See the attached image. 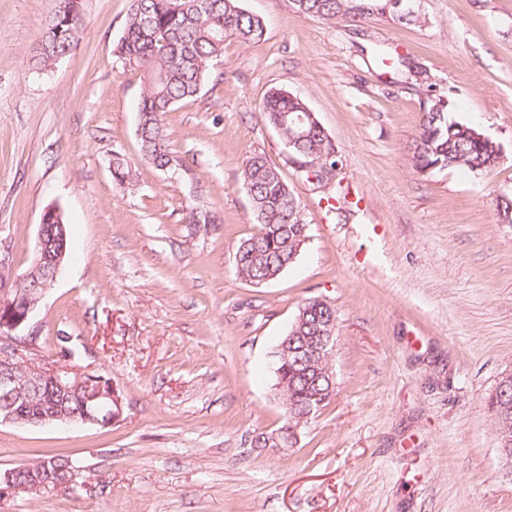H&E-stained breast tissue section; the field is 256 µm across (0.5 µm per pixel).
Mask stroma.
Listing matches in <instances>:
<instances>
[{
  "mask_svg": "<svg viewBox=\"0 0 512 512\" xmlns=\"http://www.w3.org/2000/svg\"><path fill=\"white\" fill-rule=\"evenodd\" d=\"M241 3L265 38L227 40L223 82L166 114L180 164L163 172L138 156L143 79L112 54L129 0H80L85 29L44 74L51 0H0V276L27 270L57 206L70 249L30 320L36 354L66 332L123 399L109 426L0 423V475L50 455L78 470L71 488L0 482V512H512L484 406L512 370V224L494 210L512 194V0H417L419 23L358 33L293 0ZM429 84L502 146L496 167L413 171ZM273 88L315 112L347 197L298 178L259 112ZM256 150L310 226L262 285L233 264L259 229L241 180ZM117 152L134 187L112 177ZM315 297L337 312L334 396L294 447L256 442L284 423L272 353Z\"/></svg>",
  "mask_w": 512,
  "mask_h": 512,
  "instance_id": "stroma-1",
  "label": "stroma"
}]
</instances>
